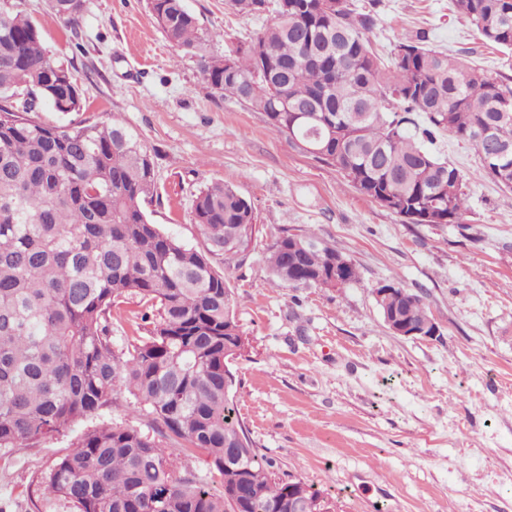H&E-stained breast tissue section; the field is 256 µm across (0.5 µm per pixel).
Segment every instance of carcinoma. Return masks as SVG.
Wrapping results in <instances>:
<instances>
[{"instance_id": "carcinoma-1", "label": "carcinoma", "mask_w": 512, "mask_h": 512, "mask_svg": "<svg viewBox=\"0 0 512 512\" xmlns=\"http://www.w3.org/2000/svg\"><path fill=\"white\" fill-rule=\"evenodd\" d=\"M76 29L75 0H48ZM482 39L512 51V0H452ZM240 14L272 20L224 57L184 0H147L172 46L193 54L213 95L262 113L286 135L319 137L325 159L361 194L401 212L430 210L437 224L464 223L466 178L434 149L448 132L471 143L481 171L512 190V78L437 51L419 32L398 42L387 64L369 34L376 14L353 0H227ZM32 95L67 114L81 98L69 65L46 52L35 24L0 8V450L33 448L65 435L127 391L157 437L129 426H95L44 477L76 512H273L293 495L308 512L332 498L280 479L259 454L234 401L230 364L244 338L225 272L257 216L235 188L217 182L192 201L208 247L162 233L145 204L157 194L146 146L121 122L50 125ZM493 163H486L490 154ZM295 249L283 232L266 264L284 288H342L354 263L312 232ZM344 265L336 267V260ZM382 318L396 314L422 331L435 326L422 296L391 284L374 293ZM128 297L157 307L149 335L117 353L112 309ZM206 452L211 477L179 471L163 443Z\"/></svg>"}]
</instances>
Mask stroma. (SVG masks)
I'll list each match as a JSON object with an SVG mask.
<instances>
[{
    "mask_svg": "<svg viewBox=\"0 0 512 512\" xmlns=\"http://www.w3.org/2000/svg\"><path fill=\"white\" fill-rule=\"evenodd\" d=\"M378 14L371 37L390 55L424 30L429 44L512 76V52L488 46L448 0H354ZM37 26L48 55L69 64L83 108L41 104L49 124L119 120L150 151L158 194L146 211L160 230L202 249L192 200L213 182L234 186L259 230L229 273L248 341L232 365L241 419L278 476L316 485L338 512H512V192L480 175L468 143L437 147L468 179L461 224H411L360 194L339 170L292 147L263 114L214 98L194 56L175 50L146 0H86L70 30L47 0H8ZM231 52L264 22L225 0H184ZM313 231L356 265L342 288H283L265 257L281 230ZM421 294L440 334L410 339L384 324L373 288ZM143 302L125 299L112 323L120 349L146 335ZM150 432L127 395L63 436L0 451V512H74L42 478L88 428Z\"/></svg>",
    "mask_w": 512,
    "mask_h": 512,
    "instance_id": "1",
    "label": "stroma"
}]
</instances>
